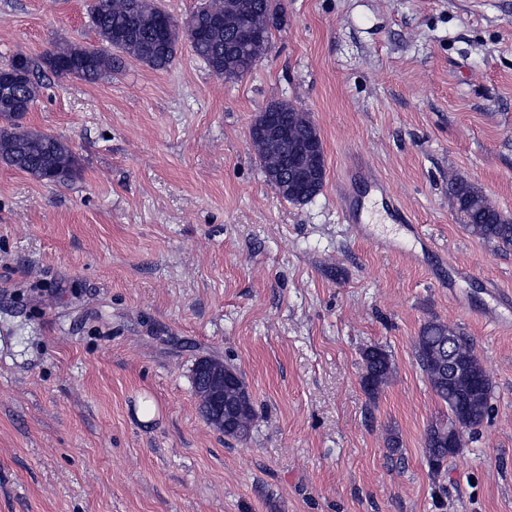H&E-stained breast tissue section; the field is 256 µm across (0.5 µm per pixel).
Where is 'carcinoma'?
<instances>
[{
	"mask_svg": "<svg viewBox=\"0 0 512 512\" xmlns=\"http://www.w3.org/2000/svg\"><path fill=\"white\" fill-rule=\"evenodd\" d=\"M283 0H202L179 24L169 23L172 14L155 0H93L90 22L99 44H55L40 58L23 54L0 68V78L22 71L27 76L7 83L0 92V160L31 177L64 185L80 174V159L63 139L20 125L40 95V72L58 78L96 82L112 76L127 55L156 70L168 69L175 60L181 39L216 76L238 80L250 73L267 55L272 31L281 25ZM258 31L261 37L244 43L233 39V26ZM264 111L271 122L297 129L308 137L319 134L311 113L288 101L268 104ZM263 173L281 172L288 189L281 196L305 204L322 190L326 178L324 148L302 162L290 151L250 137ZM448 202L459 223L472 236L497 246L512 248V218L496 209L481 187L461 177L448 182ZM417 364L434 395L448 407V421L436 422L426 431L424 448L430 473L439 475L448 458V427L459 421L469 429L480 426L491 412V382L470 340L456 328L432 320L414 342ZM362 384L375 398L393 374L388 351L373 345L364 349ZM247 393L242 378L225 387V409L235 410V424L224 435L238 441L250 438L255 418L254 403L237 410L240 395Z\"/></svg>",
	"mask_w": 512,
	"mask_h": 512,
	"instance_id": "obj_1",
	"label": "carcinoma"
}]
</instances>
